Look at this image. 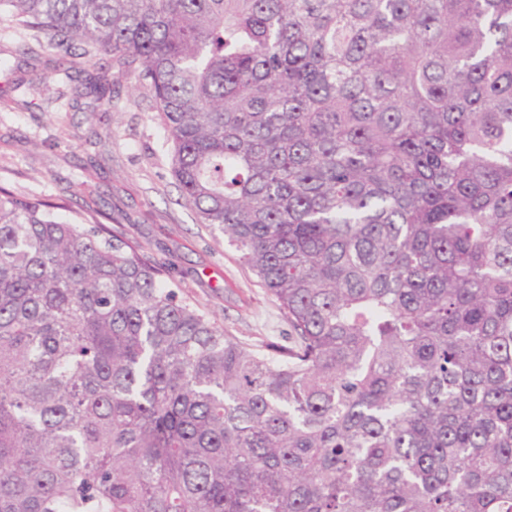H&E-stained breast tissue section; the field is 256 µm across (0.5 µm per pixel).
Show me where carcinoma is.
Segmentation results:
<instances>
[{
    "label": "carcinoma",
    "mask_w": 512,
    "mask_h": 512,
    "mask_svg": "<svg viewBox=\"0 0 512 512\" xmlns=\"http://www.w3.org/2000/svg\"><path fill=\"white\" fill-rule=\"evenodd\" d=\"M147 91L260 349L0 187V512H512V0H0Z\"/></svg>",
    "instance_id": "cac0c4a2"
}]
</instances>
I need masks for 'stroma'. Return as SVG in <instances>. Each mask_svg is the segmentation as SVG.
I'll use <instances>...</instances> for the list:
<instances>
[{"label": "stroma", "mask_w": 512, "mask_h": 512, "mask_svg": "<svg viewBox=\"0 0 512 512\" xmlns=\"http://www.w3.org/2000/svg\"><path fill=\"white\" fill-rule=\"evenodd\" d=\"M30 43L0 28V187L67 203L62 218L79 211L135 238L228 333L259 347L287 345L278 305L185 205L150 95L134 79H116L112 109L103 111L92 97H73L54 70V49L30 54Z\"/></svg>", "instance_id": "1"}]
</instances>
